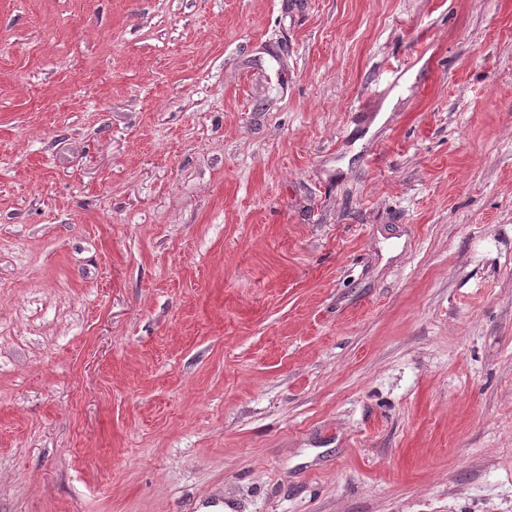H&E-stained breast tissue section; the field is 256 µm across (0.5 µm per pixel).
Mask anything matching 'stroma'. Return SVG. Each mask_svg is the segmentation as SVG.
Returning a JSON list of instances; mask_svg holds the SVG:
<instances>
[{
	"label": "stroma",
	"mask_w": 512,
	"mask_h": 512,
	"mask_svg": "<svg viewBox=\"0 0 512 512\" xmlns=\"http://www.w3.org/2000/svg\"><path fill=\"white\" fill-rule=\"evenodd\" d=\"M512 512V0H0V512Z\"/></svg>",
	"instance_id": "1"
}]
</instances>
